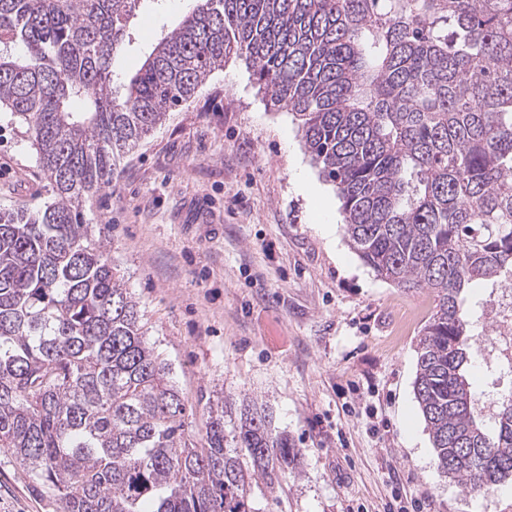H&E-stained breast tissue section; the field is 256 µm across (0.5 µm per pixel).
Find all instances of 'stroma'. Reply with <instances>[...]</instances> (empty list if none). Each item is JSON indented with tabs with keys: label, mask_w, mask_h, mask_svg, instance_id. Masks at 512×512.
<instances>
[{
	"label": "stroma",
	"mask_w": 512,
	"mask_h": 512,
	"mask_svg": "<svg viewBox=\"0 0 512 512\" xmlns=\"http://www.w3.org/2000/svg\"><path fill=\"white\" fill-rule=\"evenodd\" d=\"M191 0H156L134 19L114 69L129 77ZM327 193L289 112L230 59L123 161L84 216L138 301L146 340L205 445L217 394L265 408L300 448L299 473L252 485L255 512H512V482L472 497L437 468L414 398L420 332L434 302L378 277L344 231L328 247ZM25 125L0 111V209L52 201ZM0 512H52L22 465L0 452Z\"/></svg>",
	"instance_id": "obj_1"
}]
</instances>
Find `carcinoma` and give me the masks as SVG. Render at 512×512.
Listing matches in <instances>:
<instances>
[{
	"label": "carcinoma",
	"mask_w": 512,
	"mask_h": 512,
	"mask_svg": "<svg viewBox=\"0 0 512 512\" xmlns=\"http://www.w3.org/2000/svg\"><path fill=\"white\" fill-rule=\"evenodd\" d=\"M144 0H0V110L55 198L0 210V449L56 512H254L298 473L265 411L208 400L205 448L145 341L86 203L225 60L298 121L380 277L434 293L414 395L438 469L469 495L512 479V398L488 423L461 294L512 273V0H195L113 87Z\"/></svg>",
	"instance_id": "1"
}]
</instances>
